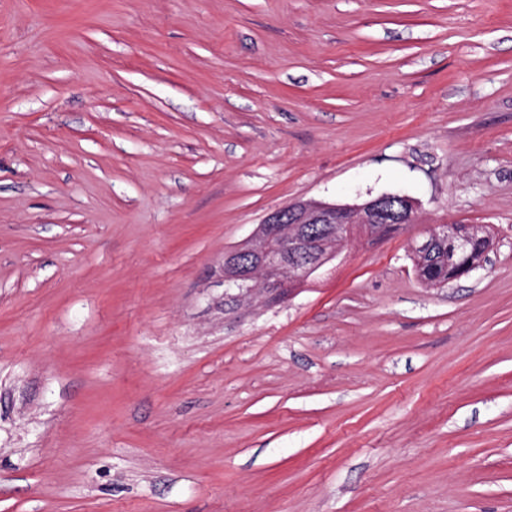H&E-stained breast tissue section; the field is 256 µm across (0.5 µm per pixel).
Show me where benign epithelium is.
<instances>
[{
  "label": "benign epithelium",
  "mask_w": 512,
  "mask_h": 512,
  "mask_svg": "<svg viewBox=\"0 0 512 512\" xmlns=\"http://www.w3.org/2000/svg\"><path fill=\"white\" fill-rule=\"evenodd\" d=\"M416 220L414 201L400 194H382L359 205L299 201L275 209L244 245L224 251L219 275L224 305L238 307L255 295L275 303L292 284L336 259L343 243L360 235L380 237L390 226ZM487 234L484 224H435L414 250L422 261L442 242L463 256Z\"/></svg>",
  "instance_id": "1"
}]
</instances>
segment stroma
<instances>
[{"label":"stroma","instance_id":"stroma-1","mask_svg":"<svg viewBox=\"0 0 512 512\" xmlns=\"http://www.w3.org/2000/svg\"><path fill=\"white\" fill-rule=\"evenodd\" d=\"M384 193L225 308L268 212ZM0 512H512V0H0ZM416 220L414 201L400 194L359 205L299 201L275 209L244 245L224 251V306L238 307L255 295L268 304L280 301L293 283L335 260L343 243L360 235L380 237L385 228ZM488 226L484 224H474L466 221H459L454 224H435L431 225L423 237L416 242L414 250L419 256V261L429 257L436 243L442 242L448 245L451 250L461 256L466 255L471 244L477 241L471 259L479 261L483 254L489 249L492 239H484L488 234ZM480 238H483L479 240ZM467 260L457 271V279L463 276H469L485 263L483 260L474 262ZM424 283L432 286L444 287L448 285V249L445 245H436L433 257L419 269Z\"/></svg>","mask_w":512,"mask_h":512}]
</instances>
